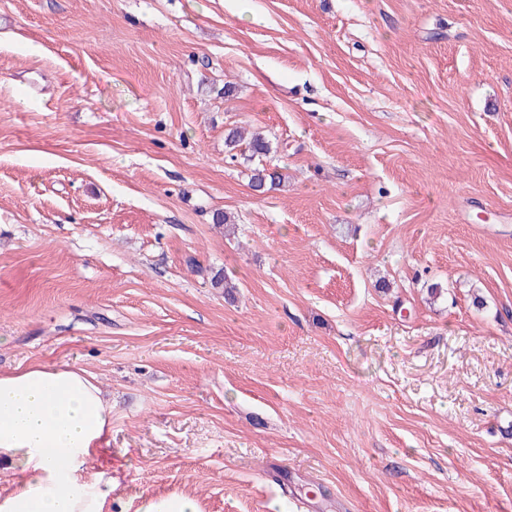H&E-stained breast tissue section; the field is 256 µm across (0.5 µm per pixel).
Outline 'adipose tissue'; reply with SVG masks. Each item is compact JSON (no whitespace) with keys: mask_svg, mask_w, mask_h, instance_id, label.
<instances>
[{"mask_svg":"<svg viewBox=\"0 0 512 512\" xmlns=\"http://www.w3.org/2000/svg\"><path fill=\"white\" fill-rule=\"evenodd\" d=\"M112 405L85 370L32 364L0 374V462L16 475L0 512H108L103 451Z\"/></svg>","mask_w":512,"mask_h":512,"instance_id":"ef3b65f1","label":"adipose tissue"}]
</instances>
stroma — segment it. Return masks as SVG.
Segmentation results:
<instances>
[{
	"mask_svg": "<svg viewBox=\"0 0 512 512\" xmlns=\"http://www.w3.org/2000/svg\"><path fill=\"white\" fill-rule=\"evenodd\" d=\"M31 363L111 401L112 512H512V0H0ZM194 503L187 498L156 499L144 504L139 512H196Z\"/></svg>",
	"mask_w": 512,
	"mask_h": 512,
	"instance_id": "stroma-1",
	"label": "stroma"
}]
</instances>
